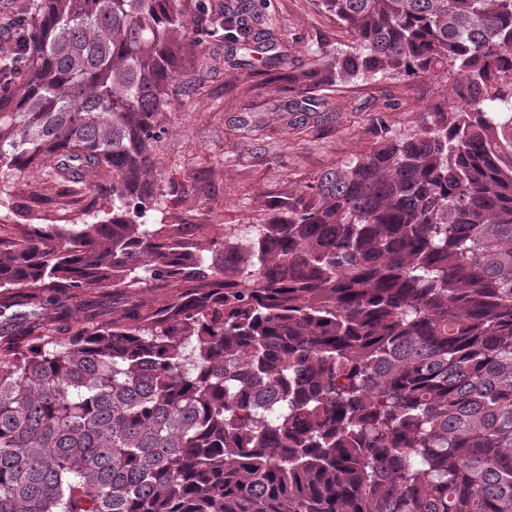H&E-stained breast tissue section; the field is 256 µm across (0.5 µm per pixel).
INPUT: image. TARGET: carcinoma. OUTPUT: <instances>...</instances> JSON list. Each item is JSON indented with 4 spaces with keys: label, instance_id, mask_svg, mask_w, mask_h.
<instances>
[{
    "label": "carcinoma",
    "instance_id": "cac0c4a2",
    "mask_svg": "<svg viewBox=\"0 0 512 512\" xmlns=\"http://www.w3.org/2000/svg\"><path fill=\"white\" fill-rule=\"evenodd\" d=\"M320 4L350 43L307 63L271 0H23L0 207L39 168L112 181V208L0 243V319L26 320L0 335V512H512V0ZM216 41L303 94L452 75L451 106L213 240L217 266L150 178L175 69ZM148 281L180 291L128 324L16 311Z\"/></svg>",
    "mask_w": 512,
    "mask_h": 512
}]
</instances>
